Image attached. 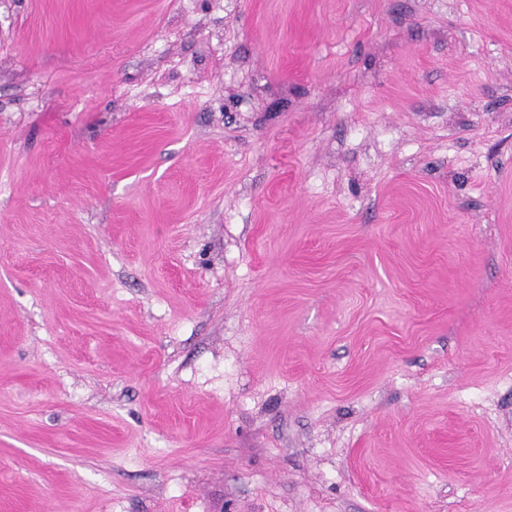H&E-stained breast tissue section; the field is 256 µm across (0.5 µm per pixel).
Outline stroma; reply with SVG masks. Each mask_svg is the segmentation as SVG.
Instances as JSON below:
<instances>
[{"label":"stroma","instance_id":"obj_1","mask_svg":"<svg viewBox=\"0 0 512 512\" xmlns=\"http://www.w3.org/2000/svg\"><path fill=\"white\" fill-rule=\"evenodd\" d=\"M0 512H512V0H0Z\"/></svg>","mask_w":512,"mask_h":512}]
</instances>
